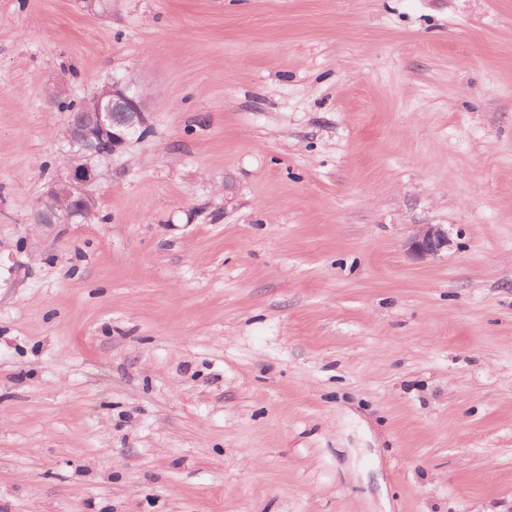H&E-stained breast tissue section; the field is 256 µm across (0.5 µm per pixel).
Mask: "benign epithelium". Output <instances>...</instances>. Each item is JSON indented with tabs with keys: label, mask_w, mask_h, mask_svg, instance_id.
Instances as JSON below:
<instances>
[{
	"label": "benign epithelium",
	"mask_w": 512,
	"mask_h": 512,
	"mask_svg": "<svg viewBox=\"0 0 512 512\" xmlns=\"http://www.w3.org/2000/svg\"><path fill=\"white\" fill-rule=\"evenodd\" d=\"M93 102L83 118L70 122L65 132L69 142L81 144L91 156L108 158L121 154L130 139L148 127L142 97L129 78L112 79L93 96ZM98 178L96 170L88 165L72 167L67 176L50 184L36 223H69L78 216L84 219L97 214L88 186ZM448 245V230L442 225L419 224L407 242V250L423 259L439 255Z\"/></svg>",
	"instance_id": "1"
}]
</instances>
